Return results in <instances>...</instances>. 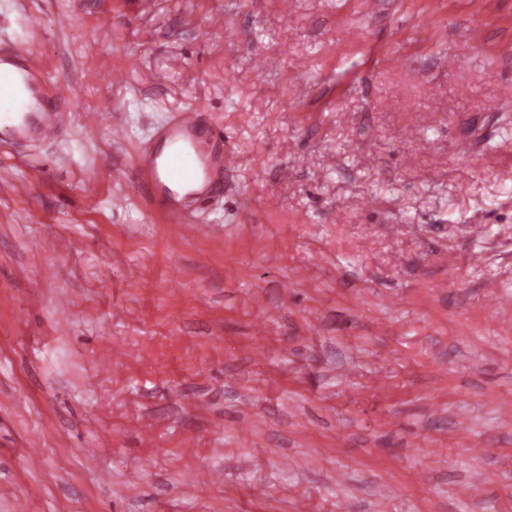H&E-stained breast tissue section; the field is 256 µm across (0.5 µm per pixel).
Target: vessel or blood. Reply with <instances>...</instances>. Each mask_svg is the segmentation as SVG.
I'll return each instance as SVG.
<instances>
[{
    "label": "vessel or blood",
    "instance_id": "b4317fda",
    "mask_svg": "<svg viewBox=\"0 0 512 512\" xmlns=\"http://www.w3.org/2000/svg\"><path fill=\"white\" fill-rule=\"evenodd\" d=\"M73 113L25 41L0 39V148L27 140L51 142L71 127ZM236 165L224 133L201 108L175 112L131 167L134 191L171 224H190Z\"/></svg>",
    "mask_w": 512,
    "mask_h": 512
}]
</instances>
